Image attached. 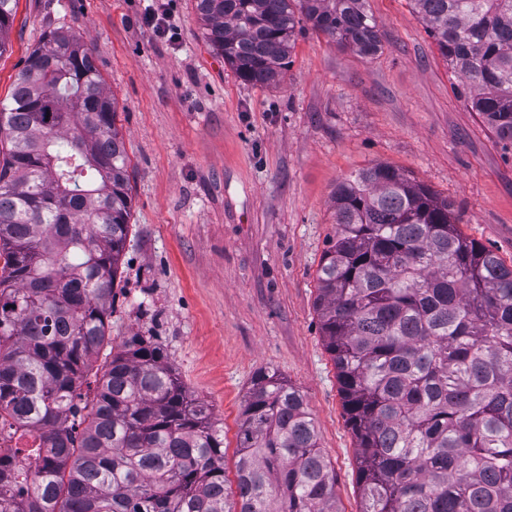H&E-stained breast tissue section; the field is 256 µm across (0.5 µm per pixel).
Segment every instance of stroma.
Wrapping results in <instances>:
<instances>
[{"label":"stroma","mask_w":512,"mask_h":512,"mask_svg":"<svg viewBox=\"0 0 512 512\" xmlns=\"http://www.w3.org/2000/svg\"><path fill=\"white\" fill-rule=\"evenodd\" d=\"M145 0H18L0 53V102L46 32L93 49L117 102L132 187L109 319L111 354L159 345L212 408L234 476L253 375L304 396L336 472L339 512H360L356 440L316 313L335 233L332 194L387 164L454 204L462 233L512 264V149L472 112L412 0H369L382 49L362 57L304 29L276 86L243 83L204 37L195 0H155L178 33L157 36Z\"/></svg>","instance_id":"1"}]
</instances>
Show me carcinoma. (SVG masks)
Wrapping results in <instances>:
<instances>
[{
    "instance_id": "1",
    "label": "carcinoma",
    "mask_w": 512,
    "mask_h": 512,
    "mask_svg": "<svg viewBox=\"0 0 512 512\" xmlns=\"http://www.w3.org/2000/svg\"><path fill=\"white\" fill-rule=\"evenodd\" d=\"M17 0H0V53ZM368 0H196L244 82L278 84L304 22L363 57ZM471 110L512 143V0H413ZM93 51L53 30L0 107V512H339L301 393L253 378L229 501L224 430L160 346L107 340L132 196ZM316 310L356 439L361 512H512V266L453 204L375 164L332 195ZM96 387L81 392L88 377Z\"/></svg>"
}]
</instances>
